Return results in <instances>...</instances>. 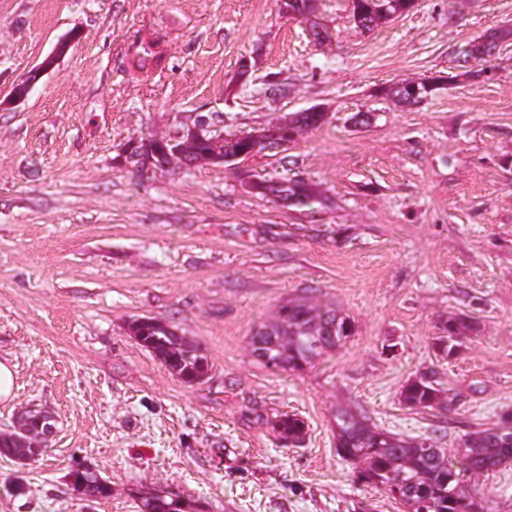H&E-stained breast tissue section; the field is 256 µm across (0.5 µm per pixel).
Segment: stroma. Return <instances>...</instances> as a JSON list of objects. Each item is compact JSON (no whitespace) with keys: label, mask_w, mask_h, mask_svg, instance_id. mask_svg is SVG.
<instances>
[{"label":"stroma","mask_w":512,"mask_h":512,"mask_svg":"<svg viewBox=\"0 0 512 512\" xmlns=\"http://www.w3.org/2000/svg\"><path fill=\"white\" fill-rule=\"evenodd\" d=\"M317 7L322 44L279 0H0V360L16 384L0 432L32 405L56 419L37 461L0 458V512H139L162 488L204 512H406L337 455V407L451 457L512 413V39L484 75L465 54L512 30V0H415L368 34L347 0ZM145 39L163 61L144 75ZM447 74L417 105L380 93ZM313 106L321 123L246 159L139 173L123 158L201 116L241 135ZM286 179L320 204L250 187ZM307 288L354 334L304 371L268 370L250 337ZM451 314L478 329L448 359ZM140 317L199 342L206 378L171 374L130 335ZM430 373L450 410L403 404ZM283 413L304 420L300 446L278 440ZM84 468L109 497L73 491ZM475 487L484 512H512V465ZM158 45L153 40H143L137 55L134 68L138 72L148 73L146 69L149 65L158 66L163 61V54L160 50H157Z\"/></svg>","instance_id":"35a3bbf8"}]
</instances>
